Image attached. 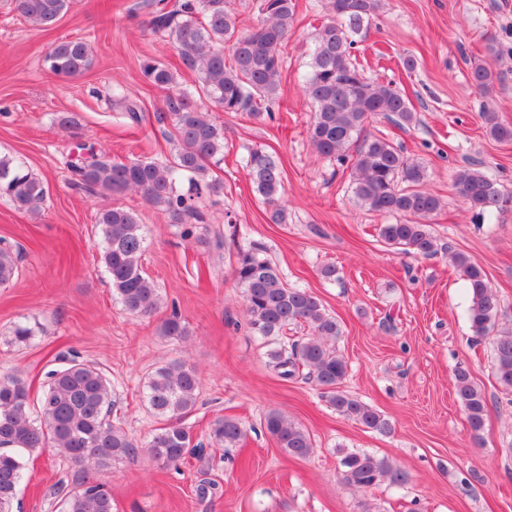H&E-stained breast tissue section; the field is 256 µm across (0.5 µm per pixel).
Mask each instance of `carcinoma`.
<instances>
[{"label": "carcinoma", "mask_w": 512, "mask_h": 512, "mask_svg": "<svg viewBox=\"0 0 512 512\" xmlns=\"http://www.w3.org/2000/svg\"><path fill=\"white\" fill-rule=\"evenodd\" d=\"M15 10L39 29L53 27L70 8L71 0H14ZM326 21L320 27L309 54L303 91L314 106L308 134L316 153L352 171L353 197L359 205L379 214H403L408 220L381 224L378 235L389 247L423 258L437 255L442 246L423 220L434 214L440 201L419 189L425 168L405 155L403 148L386 137L366 131V122L380 115L412 125L416 112L409 99L391 83L368 79L354 58L356 44L367 36L382 0H323ZM299 10V0H260L258 24L242 29L230 0H154L151 30L169 40L181 66L201 75L198 87L180 86L172 68L147 58L142 63L145 79L162 93L158 119L172 123L177 145L172 160L159 162L137 158L116 162L93 154L72 166L75 184L101 195L128 191L165 211L182 235H195L189 217L201 223L198 202L215 194L220 185L203 182L206 164L224 159V128L211 118L205 101L225 112L258 118L261 103L275 101L280 88L281 49L288 40ZM52 73L70 79L92 65V50L81 38L54 43L47 55ZM471 80L481 93H489L497 74L483 64L471 68ZM481 118L489 134L512 141V126L497 113L485 109ZM245 167L255 192L267 206L270 221L286 219L282 205L283 166L280 159L258 149L249 151ZM453 185L475 216L484 217L512 209V195L503 192L480 163L456 169ZM0 195L19 210L38 214L49 195L48 186L24 164L0 155ZM101 234V260L124 310L136 318L150 317L162 296L157 284L146 277L141 258L145 235L137 215L124 207L104 206L97 211ZM451 265L469 290L468 321L472 336L495 334L494 361L498 383L512 394V330L497 329L500 300L484 270L464 253H453ZM19 274V253L0 247V286ZM234 277L242 288L248 324L264 340L268 365L278 377L313 381L321 397L340 415L382 436L393 425L374 405L341 390L349 365L336 347L341 326L312 292L290 288L265 248L250 245L237 254ZM306 324L310 334L300 340L287 336L290 326ZM159 335L185 341L189 329L177 308L162 322ZM455 389L473 438L485 427L488 401L473 383L467 368L454 370ZM200 375L183 360L168 361L145 381L146 399L165 427L139 446L111 419L117 397L106 374L97 365L74 355L48 373L37 402L31 401V385L18 374L0 375V512H14L18 486L29 460L53 452L74 466L92 471L73 484L54 490L61 512H114L112 493L97 474L112 464L145 452L158 464L178 467L190 454L204 453L185 419L196 409ZM263 427L292 459L305 460L313 453L310 434L278 411L270 410ZM246 429L231 417L215 419L209 441L219 448H235ZM341 481L366 491L384 483L401 487L407 473L385 456L366 451H341Z\"/></svg>", "instance_id": "carcinoma-1"}]
</instances>
